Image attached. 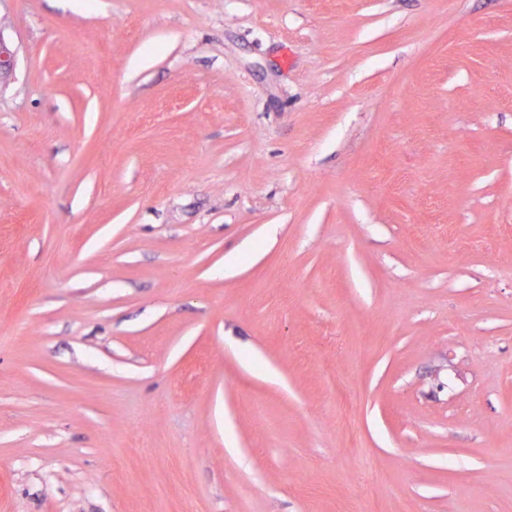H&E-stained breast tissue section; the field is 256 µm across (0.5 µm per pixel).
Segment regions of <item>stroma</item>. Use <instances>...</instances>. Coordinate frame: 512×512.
Here are the masks:
<instances>
[{
	"label": "stroma",
	"instance_id": "35a3bbf8",
	"mask_svg": "<svg viewBox=\"0 0 512 512\" xmlns=\"http://www.w3.org/2000/svg\"><path fill=\"white\" fill-rule=\"evenodd\" d=\"M0 36V512H512V0Z\"/></svg>",
	"mask_w": 512,
	"mask_h": 512
}]
</instances>
